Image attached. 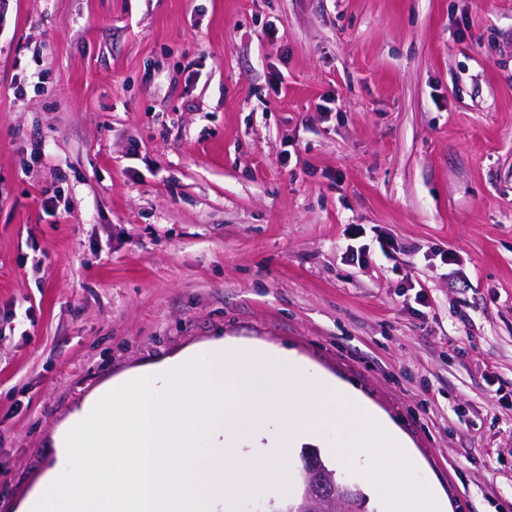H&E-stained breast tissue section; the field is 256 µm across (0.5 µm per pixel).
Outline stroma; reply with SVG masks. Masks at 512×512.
Wrapping results in <instances>:
<instances>
[{
    "label": "stroma",
    "mask_w": 512,
    "mask_h": 512,
    "mask_svg": "<svg viewBox=\"0 0 512 512\" xmlns=\"http://www.w3.org/2000/svg\"><path fill=\"white\" fill-rule=\"evenodd\" d=\"M220 338L512 512V0H0V512L85 397ZM344 232L351 243L346 247L345 257L351 266H361L370 256L371 248L366 243H361L360 239L366 235V229L363 224H349Z\"/></svg>",
    "instance_id": "obj_1"
}]
</instances>
